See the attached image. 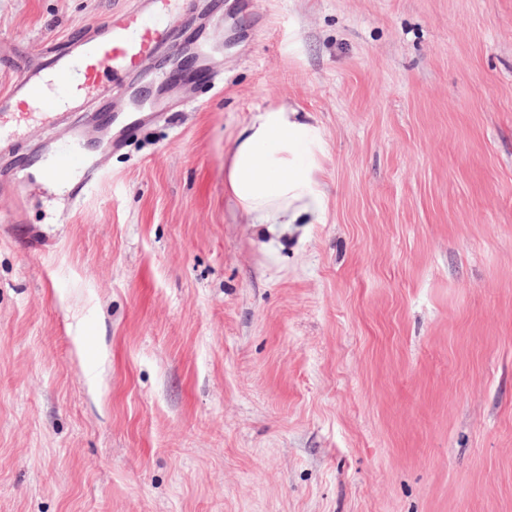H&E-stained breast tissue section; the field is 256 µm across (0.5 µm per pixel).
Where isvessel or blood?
<instances>
[{"label":"vessel or blood","mask_w":512,"mask_h":512,"mask_svg":"<svg viewBox=\"0 0 512 512\" xmlns=\"http://www.w3.org/2000/svg\"><path fill=\"white\" fill-rule=\"evenodd\" d=\"M179 0H137L133 8L111 14L59 51L43 53L38 66L25 69L11 89L0 94V116L14 110L57 116L61 102L70 111L84 109V94L102 83L121 82L167 45ZM81 130L69 126L46 162L56 174L73 175V197H81L97 180L98 168L86 154Z\"/></svg>","instance_id":"obj_1"}]
</instances>
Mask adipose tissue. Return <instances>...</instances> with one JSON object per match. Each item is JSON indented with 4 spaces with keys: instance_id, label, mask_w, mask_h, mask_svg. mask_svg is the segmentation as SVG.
I'll return each mask as SVG.
<instances>
[{
    "instance_id": "adipose-tissue-1",
    "label": "adipose tissue",
    "mask_w": 512,
    "mask_h": 512,
    "mask_svg": "<svg viewBox=\"0 0 512 512\" xmlns=\"http://www.w3.org/2000/svg\"><path fill=\"white\" fill-rule=\"evenodd\" d=\"M324 141L303 110L280 105L256 112L224 167L229 203L258 224H320L326 197L316 173Z\"/></svg>"
}]
</instances>
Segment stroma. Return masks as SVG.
<instances>
[{"mask_svg":"<svg viewBox=\"0 0 512 512\" xmlns=\"http://www.w3.org/2000/svg\"><path fill=\"white\" fill-rule=\"evenodd\" d=\"M135 0H0V93ZM78 200L0 118V512H512V0H190ZM310 112L321 224L224 163Z\"/></svg>","mask_w":512,"mask_h":512,"instance_id":"obj_1","label":"stroma"}]
</instances>
